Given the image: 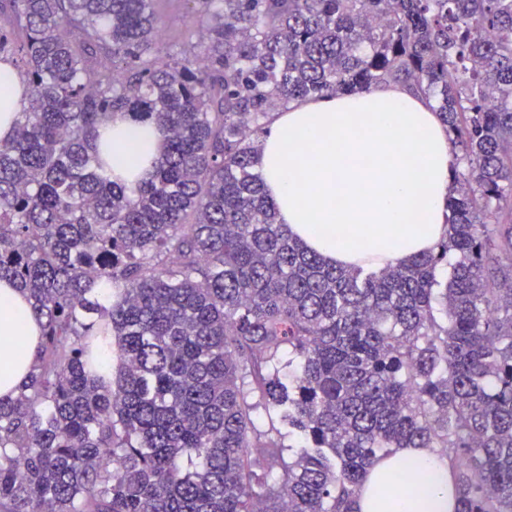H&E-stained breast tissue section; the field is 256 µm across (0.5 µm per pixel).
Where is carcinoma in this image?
<instances>
[{"label": "carcinoma", "mask_w": 512, "mask_h": 512, "mask_svg": "<svg viewBox=\"0 0 512 512\" xmlns=\"http://www.w3.org/2000/svg\"><path fill=\"white\" fill-rule=\"evenodd\" d=\"M153 2L0 0V279L42 321L0 512H358L402 448L446 452L455 512H512V0H185L175 53ZM391 83L460 148L448 234L332 267L255 158L291 103ZM116 116L163 137L142 183ZM2 72H4L6 77L12 79L18 89L17 95L10 102L2 105L0 100V140H6L13 135L16 113L19 112L22 107L23 86L20 76L13 70L8 62L0 63V75Z\"/></svg>", "instance_id": "1"}]
</instances>
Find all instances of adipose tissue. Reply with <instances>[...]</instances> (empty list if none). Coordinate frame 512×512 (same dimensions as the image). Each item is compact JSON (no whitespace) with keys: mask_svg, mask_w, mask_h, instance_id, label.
Masks as SVG:
<instances>
[{"mask_svg":"<svg viewBox=\"0 0 512 512\" xmlns=\"http://www.w3.org/2000/svg\"><path fill=\"white\" fill-rule=\"evenodd\" d=\"M112 131L142 140L151 160L158 157L162 139L155 127L117 118ZM151 160L129 173L116 157L112 169L137 183L151 172ZM255 168L279 222L306 249L331 265L384 267L430 250L445 235L457 157L437 112L391 85L292 105L273 123ZM40 331L25 295L0 280V398L15 396L27 380ZM399 458L417 461L412 479L428 485L407 512H454L448 463L425 448L401 449L373 468L359 512H393L386 478Z\"/></svg>","mask_w":512,"mask_h":512,"instance_id":"obj_1","label":"adipose tissue"}]
</instances>
